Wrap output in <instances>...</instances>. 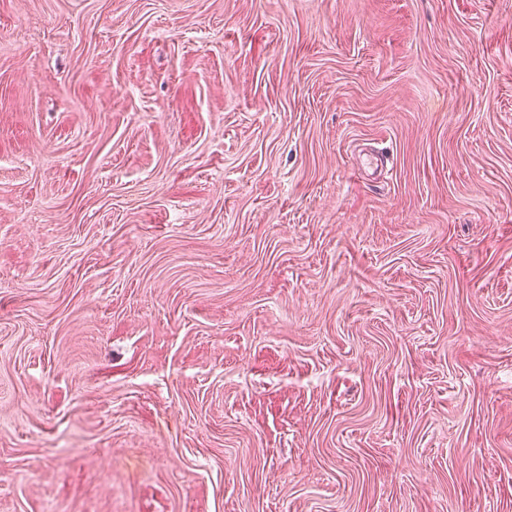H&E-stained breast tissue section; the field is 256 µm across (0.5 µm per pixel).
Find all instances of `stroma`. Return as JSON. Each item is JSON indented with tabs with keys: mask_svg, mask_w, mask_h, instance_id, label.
<instances>
[{
	"mask_svg": "<svg viewBox=\"0 0 512 512\" xmlns=\"http://www.w3.org/2000/svg\"><path fill=\"white\" fill-rule=\"evenodd\" d=\"M0 512H512V0H0Z\"/></svg>",
	"mask_w": 512,
	"mask_h": 512,
	"instance_id": "stroma-1",
	"label": "stroma"
}]
</instances>
